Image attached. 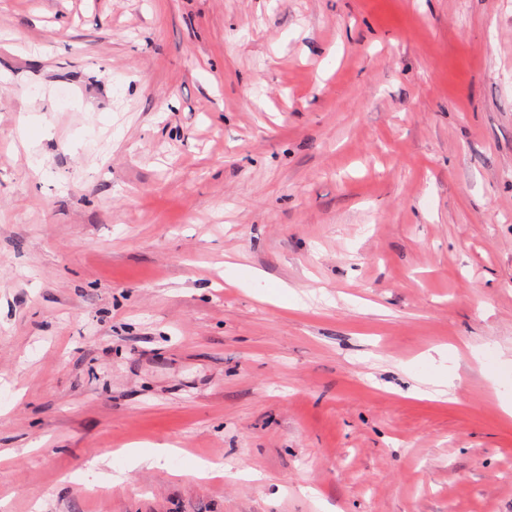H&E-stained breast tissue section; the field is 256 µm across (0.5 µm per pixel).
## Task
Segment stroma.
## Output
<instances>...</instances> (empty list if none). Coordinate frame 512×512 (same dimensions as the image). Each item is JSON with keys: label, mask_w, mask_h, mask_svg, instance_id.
<instances>
[{"label": "stroma", "mask_w": 512, "mask_h": 512, "mask_svg": "<svg viewBox=\"0 0 512 512\" xmlns=\"http://www.w3.org/2000/svg\"><path fill=\"white\" fill-rule=\"evenodd\" d=\"M511 403L512 0H0V512H512Z\"/></svg>", "instance_id": "1"}]
</instances>
